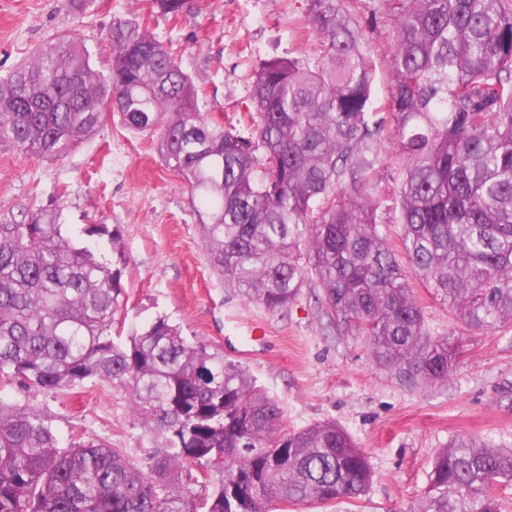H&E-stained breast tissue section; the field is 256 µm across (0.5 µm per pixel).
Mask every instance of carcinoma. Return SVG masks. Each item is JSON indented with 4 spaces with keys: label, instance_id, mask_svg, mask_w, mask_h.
Here are the masks:
<instances>
[{
    "label": "carcinoma",
    "instance_id": "obj_1",
    "mask_svg": "<svg viewBox=\"0 0 512 512\" xmlns=\"http://www.w3.org/2000/svg\"><path fill=\"white\" fill-rule=\"evenodd\" d=\"M394 17L389 97L340 0H308L311 62L263 61L247 131L198 110L172 49L112 23L107 72L64 33L0 77V146L61 159L106 117L158 135L164 166L199 196L201 244L227 288L270 312L308 283L370 357L417 388L445 385L463 333L512 327V0H381ZM177 17L193 0H151ZM401 161L374 194L385 144ZM399 225L398 247L390 225ZM419 283L457 329L432 336ZM122 269L44 208L0 217V384L57 392L126 387L156 444L146 466L95 440L59 446L52 420L0 398V512H284L357 501L368 453L334 420L288 430L245 368L164 317L123 338ZM224 470L201 498L215 457ZM512 448L460 436L435 455L409 512H501Z\"/></svg>",
    "mask_w": 512,
    "mask_h": 512
}]
</instances>
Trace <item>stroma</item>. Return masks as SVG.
<instances>
[{
	"mask_svg": "<svg viewBox=\"0 0 512 512\" xmlns=\"http://www.w3.org/2000/svg\"><path fill=\"white\" fill-rule=\"evenodd\" d=\"M345 4L383 58L393 17L376 0ZM306 11L307 0H196L191 12L167 19L150 12L149 0H86L70 24L65 0H0V76L65 30L82 40L94 68L105 69L113 22L131 20L177 48L200 111L239 115L251 108L263 60L318 57L317 43L301 38ZM31 204L61 211L74 231L87 224L119 230L127 327L168 318L188 340L240 362L281 403L289 429L330 419L370 453L375 475L361 501L290 512H407L435 453L455 437L512 448V328L465 336L447 385L411 389L373 363L361 339L331 323L318 287L304 286L274 313L245 301L208 265L199 206L164 167L157 136H135L108 120L55 161L0 146V215ZM0 398L49 415L61 446L106 441L141 464L153 450L119 384L92 380L64 393L14 384Z\"/></svg>",
	"mask_w": 512,
	"mask_h": 512,
	"instance_id": "35a3bbf8",
	"label": "stroma"
}]
</instances>
